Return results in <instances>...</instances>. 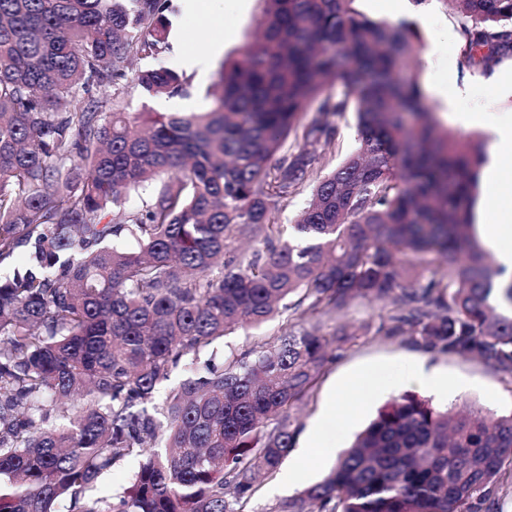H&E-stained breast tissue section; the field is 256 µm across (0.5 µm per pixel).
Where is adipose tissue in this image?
<instances>
[{"label": "adipose tissue", "instance_id": "1", "mask_svg": "<svg viewBox=\"0 0 512 512\" xmlns=\"http://www.w3.org/2000/svg\"><path fill=\"white\" fill-rule=\"evenodd\" d=\"M483 125L491 140L484 169L488 190L482 198V206L496 217L495 223L486 227L484 243L494 254L497 263L512 271V116L487 117ZM396 379L428 391L441 400L452 398L462 387L461 382L427 367L421 361L410 363ZM396 379L392 378L386 368L373 367L356 374L343 384L335 392L324 417L315 423L309 438L308 452L320 457L329 456V425L348 420L360 401L387 389Z\"/></svg>", "mask_w": 512, "mask_h": 512}]
</instances>
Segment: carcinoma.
I'll return each mask as SVG.
<instances>
[{
    "mask_svg": "<svg viewBox=\"0 0 512 512\" xmlns=\"http://www.w3.org/2000/svg\"><path fill=\"white\" fill-rule=\"evenodd\" d=\"M260 2L259 33L222 64L209 108L182 115L124 105V81L186 92L171 68L129 67L164 48L168 0H0V512H244L331 359L302 318L356 298L391 306L375 334L512 378V279L474 232L485 144L423 94L414 24L372 19L358 0ZM443 2L460 64L492 71L512 50V0ZM346 112L355 149L285 229L281 203L335 153L331 118ZM256 228L262 247H235ZM418 253L445 261L440 276L407 260ZM285 310L271 341L143 407L184 357ZM131 456L132 485L95 495ZM505 480L512 417L404 394L270 512H500Z\"/></svg>",
    "mask_w": 512,
    "mask_h": 512,
    "instance_id": "obj_1",
    "label": "carcinoma"
}]
</instances>
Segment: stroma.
<instances>
[{
  "label": "stroma",
  "instance_id": "1",
  "mask_svg": "<svg viewBox=\"0 0 512 512\" xmlns=\"http://www.w3.org/2000/svg\"><path fill=\"white\" fill-rule=\"evenodd\" d=\"M358 8L369 17L398 21H414L423 39L422 61L418 63L419 81L427 90L429 102L436 108L442 122H449L448 99L457 86L468 88L466 104L471 111L487 115L512 113V92L500 89L498 74L512 71V55L504 57L492 73L484 74L461 68L459 64L457 16L447 9L443 0H405L395 6L393 0H359ZM258 0H208L202 14L185 12L179 0H174L169 19L168 49L158 59H142L138 65L151 68L162 65L180 69L179 53L184 49H211L213 55L205 75L186 73L189 83L187 99L193 112L205 111L210 103L208 93L216 73L224 60L234 58L249 41L259 16ZM390 314L388 306L358 299L337 316L306 317L304 328H317L320 335L333 337L341 324L356 326L379 325ZM336 359L328 364L313 392L295 408L287 421L294 436V448L282 463V468L257 483L246 512H267L277 502L297 496L305 487L320 481L335 465V457L306 459L298 450L306 446L309 433L325 409L335 386L350 374L365 367L384 365L398 370L416 361L466 379L467 387L456 394L452 405L465 403L481 407L497 415L512 414V379L485 366L481 362L459 356L426 352L398 338L357 334L335 351ZM410 386L391 387L360 409L346 428L332 442L337 450H345L354 437L374 419L378 411L393 397L410 393ZM297 472L294 483L284 481L285 469Z\"/></svg>",
  "mask_w": 512,
  "mask_h": 512
}]
</instances>
